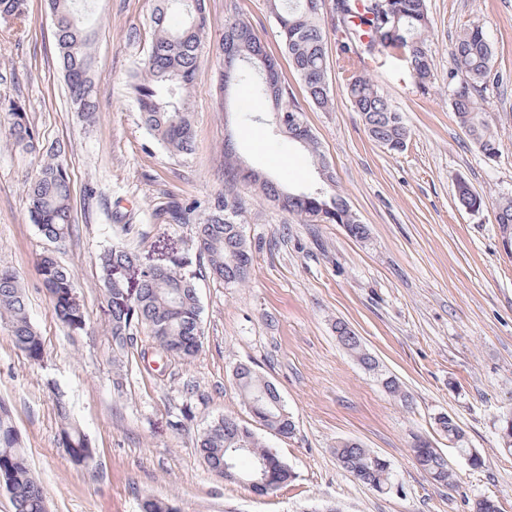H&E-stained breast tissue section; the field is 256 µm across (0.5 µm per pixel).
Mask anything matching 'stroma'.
I'll return each instance as SVG.
<instances>
[{"label":"stroma","mask_w":512,"mask_h":512,"mask_svg":"<svg viewBox=\"0 0 512 512\" xmlns=\"http://www.w3.org/2000/svg\"><path fill=\"white\" fill-rule=\"evenodd\" d=\"M434 77L413 85L394 64L374 62L373 80L411 130L393 154L369 138L340 87L348 67L327 33L326 67L336 87L332 111L307 101L291 69L289 99L298 105L368 235L340 224H302L260 202L245 182L224 178V133L232 131L248 164L300 190L317 179L305 153L255 112V81L224 100L216 56L227 21L248 20L279 54L268 0H206L209 29L191 104L195 149L168 154L144 128L126 76L148 51L153 0H92L97 57L95 123L71 112L55 67L53 24L44 0H27L24 21L0 25V101L21 104L44 142L67 147L74 224L58 259L76 270L86 325L56 319L41 284L38 258L51 244L25 217L29 155L0 149V268L14 270L28 297L44 360L30 364L0 323V402L10 409L49 512H141L146 498L181 512H471L489 497L512 512V452L502 441L512 414V254L501 244L493 201L512 194V0H428ZM483 24L495 68L507 81L488 87L486 112L500 152L489 159L454 116L449 50L464 23ZM466 180L487 205L459 207ZM176 198L194 205L188 224H157L153 208ZM228 200L254 255L247 286L213 280L194 244L195 225ZM128 245L144 265L182 259L196 274L204 332L190 366L157 359L151 370L118 360L104 328L107 308L99 257ZM345 321L381 370L409 395L401 405L339 343ZM247 363L278 387L296 431L266 435L294 479L264 497L208 471L194 447L224 414H249L233 377ZM64 400L94 459L74 462L58 444L55 403ZM451 416L464 445L485 458L466 466L435 420ZM428 438L461 473L454 488L433 482L414 463L415 437ZM354 440L392 465L397 490L380 494L343 471L338 441Z\"/></svg>","instance_id":"stroma-1"}]
</instances>
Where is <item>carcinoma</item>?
Listing matches in <instances>:
<instances>
[{"label":"carcinoma","instance_id":"cac0c4a2","mask_svg":"<svg viewBox=\"0 0 512 512\" xmlns=\"http://www.w3.org/2000/svg\"><path fill=\"white\" fill-rule=\"evenodd\" d=\"M49 13L61 19L54 27L57 63L67 83L70 108L87 121L97 114L95 65L91 51V35L81 14L87 11L80 0H46ZM270 10L277 22V32L288 55L295 76L303 84L309 102L328 111L333 108L335 93L329 86L325 56L327 33L325 13H330L334 28L341 33L338 47L349 55V69L344 95L359 113L370 139L390 153L406 149L410 138L401 112L389 101L383 90L358 70L356 61L385 54L403 59L414 85L426 87L434 77V62L429 33L432 25L428 0H364L361 24L352 23L353 0H336L326 7V0H270ZM174 13L183 15L179 27L170 24ZM26 17V0H0V22L10 24ZM152 31L147 56L126 77V86L141 120L155 140L170 154L193 153L195 134L190 120L189 94L200 65L201 38L206 32L205 0H155L149 17ZM278 65L264 40L244 19L227 23L217 57L219 76L232 66L231 79L240 82L262 73L256 70L259 59ZM494 48L485 26L471 23L457 36L448 69L451 105L458 124L473 139L474 146L487 157L499 152V142L491 130L484 109V93L488 86L500 82L493 72ZM280 84L279 112L296 117L284 135L298 136L296 144L307 151L314 169L323 168L328 180L318 181L302 190H288L262 170L247 172L233 144L224 145V173L230 179H247L258 196L277 204L305 224H343L359 239L367 235L347 199L336 188L335 178L312 129L304 121L302 110L288 103V85L281 72L275 71ZM11 120L0 138L35 159V168L27 180V220L36 225L46 240L62 243L72 232V185L63 163L65 147L46 144L28 119L25 110L15 102L0 104ZM458 204L478 212L485 199L474 192L468 182L459 180L455 187ZM496 221L512 224V195L495 202ZM192 210L173 199L153 210L158 224H187ZM197 250L207 262L210 275L227 287H237L250 277L244 265H253V255L239 232L235 216L227 208L218 207L197 224ZM138 260L134 249L114 246L100 257V276L104 301L110 320L107 335L113 353L125 357L134 345L127 339L137 336L139 329L150 332V348L160 346L173 361L189 365L202 347L201 306L195 276L177 263L171 267L144 268L138 288L130 290L115 277V270L134 265ZM43 285L49 294L57 318L71 330L86 325L81 300L75 297L76 277L73 267L61 263L55 252L41 255ZM0 321L10 329L13 345L36 365L43 361V341L32 325L27 300L17 275L0 269ZM339 342L365 368L374 371L377 360L365 352L358 336L343 322L335 325ZM268 380L253 367L244 364L236 377L242 403L255 422L276 430L287 438L295 434V421L286 417L288 409H280L275 396L263 392ZM61 419L59 444L68 449L74 460L91 454L88 439L70 416L65 403H57ZM448 441L460 443L464 434L449 416L437 419ZM197 448L207 467L215 474L224 471V449L240 448L238 459H264L269 465V484L280 489L293 480L292 471L268 444L237 417L226 414L211 422L199 436ZM415 464L441 485L458 481L448 468V459L431 443L420 440L410 448ZM336 460L356 480L379 493L392 491L395 475L390 463L374 451L354 441H341L334 448ZM0 479L11 493L14 512H48L43 490L21 447L9 411L0 405Z\"/></svg>","mask_w":512,"mask_h":512}]
</instances>
